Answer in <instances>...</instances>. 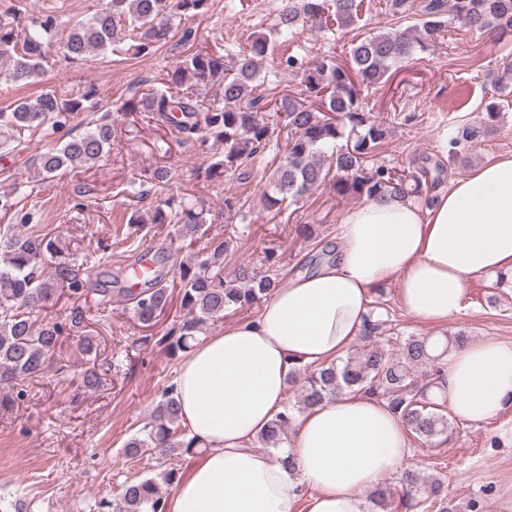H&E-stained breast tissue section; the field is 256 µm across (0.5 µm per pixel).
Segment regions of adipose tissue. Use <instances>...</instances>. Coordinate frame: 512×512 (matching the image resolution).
I'll list each match as a JSON object with an SVG mask.
<instances>
[{
    "label": "adipose tissue",
    "mask_w": 512,
    "mask_h": 512,
    "mask_svg": "<svg viewBox=\"0 0 512 512\" xmlns=\"http://www.w3.org/2000/svg\"><path fill=\"white\" fill-rule=\"evenodd\" d=\"M340 245L288 277L255 317L198 336L170 383L199 448L165 512H373L370 493L408 453L399 418L380 398L345 393L308 409L277 450L255 436L287 404L288 376L345 353L362 333L374 289L395 283L407 313L444 324L479 274H512V155L491 159L430 206L388 199L348 210ZM434 395L479 423L512 405V341L450 348ZM293 466H286L285 457Z\"/></svg>",
    "instance_id": "obj_1"
}]
</instances>
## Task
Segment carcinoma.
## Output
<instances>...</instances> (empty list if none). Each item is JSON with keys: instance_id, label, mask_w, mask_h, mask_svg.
<instances>
[{"instance_id": "obj_1", "label": "carcinoma", "mask_w": 512, "mask_h": 512, "mask_svg": "<svg viewBox=\"0 0 512 512\" xmlns=\"http://www.w3.org/2000/svg\"><path fill=\"white\" fill-rule=\"evenodd\" d=\"M211 0H105L102 8L74 21L69 33L58 43V53L70 62L114 50L130 41L127 50L148 55L174 37V20L208 12ZM386 11L405 18L418 15V22L387 33H370L351 44L349 59L341 64L331 56L308 59L299 52L280 58L279 66L301 74L307 98H268L257 88L265 84L263 61L270 51L264 34L252 36L249 47L228 43L223 52H195L185 56L171 73L167 85L153 88L139 104L153 118L175 126L186 140L204 146L209 140L224 145V155L211 163L206 174L222 178L253 163L273 141L280 126L288 128L283 162L271 173L263 189L268 207L298 203L325 181L336 194L384 198L428 196V172L399 169L375 162L377 150L387 133L385 122L374 119L373 108L361 89L376 88L389 80L409 58L445 38L451 25L459 22L469 30L498 40L512 33V0H384ZM363 0H281L278 35L292 43L300 27L326 33H343L361 21ZM55 17L44 15L23 23L13 11L0 14V82L31 85L44 72L52 56ZM218 83L222 97L210 100L202 88ZM497 101L486 107L485 115L460 119L448 133V159L463 164L470 147L494 132L503 109L512 96V60L503 62L494 80ZM102 114L88 122L77 135L67 127L90 110ZM46 129L60 134L55 144L34 158V165L47 181L60 171L94 165L112 149L115 139L112 109L98 102L92 84L78 87L64 96L46 90L32 99L18 100L0 110V130ZM170 169L153 170L149 180L132 188L138 199L148 195L146 184L167 183ZM18 190L0 192V213L20 218L18 224L0 228V385L15 389L17 399L26 395L23 383L45 373L53 365L67 322L46 321L36 325L33 314L47 308L57 289L70 295L85 293L84 282L101 260L85 258L80 267L66 257L45 261L55 254L53 243L31 227L30 213L19 209ZM130 224H172L183 238L195 239L205 223L203 208L171 196L165 206L144 214L135 208ZM232 237L210 242L190 253L176 265L183 320L159 338L172 357L192 348L196 336L224 318V313L249 308L278 287L275 252L265 255L266 274L259 276L243 265L235 274L224 276V252ZM139 323L150 327L169 306L173 289L164 275L127 294ZM383 320L370 311L363 325V339L371 346L347 355L340 363L314 369L303 382L296 403L275 415L257 435L263 448L277 449L288 439L296 415L345 391L362 392L385 400L400 418L405 430L425 443L442 444L454 426L445 403H439L432 387L417 384L420 366L439 363L448 345L466 343L465 336L446 337L444 344L428 336H409L392 354L374 343ZM149 450L170 460L194 451V441L180 425L179 408L169 390H164L150 420L126 444V453L137 456ZM440 480L426 479L418 470H405L398 498L380 488L372 494L375 512H419L438 507L452 512L448 499L435 500ZM105 512H164V497L154 478L127 481L117 498L105 502Z\"/></svg>"}]
</instances>
